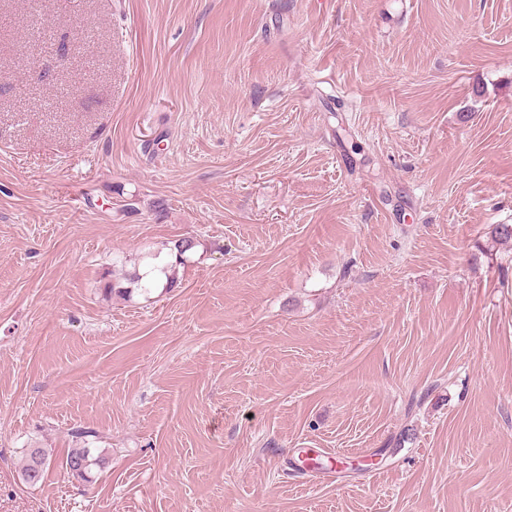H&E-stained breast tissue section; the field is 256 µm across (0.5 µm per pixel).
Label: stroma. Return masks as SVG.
<instances>
[{
  "instance_id": "obj_1",
  "label": "stroma",
  "mask_w": 512,
  "mask_h": 512,
  "mask_svg": "<svg viewBox=\"0 0 512 512\" xmlns=\"http://www.w3.org/2000/svg\"><path fill=\"white\" fill-rule=\"evenodd\" d=\"M494 224L512 0H0V512H512ZM194 247V242L190 239H184L181 242L174 245L171 249L170 255L174 258V261L168 262L160 267L158 270L166 278L165 287L172 288L176 283V268L177 265L182 264L184 261L185 254ZM102 463L103 458H93L90 448L76 447L70 448L61 462V467L73 478L90 482L92 466L100 467ZM52 462V455L46 449L28 448L21 471L23 480L30 485L38 484Z\"/></svg>"
}]
</instances>
